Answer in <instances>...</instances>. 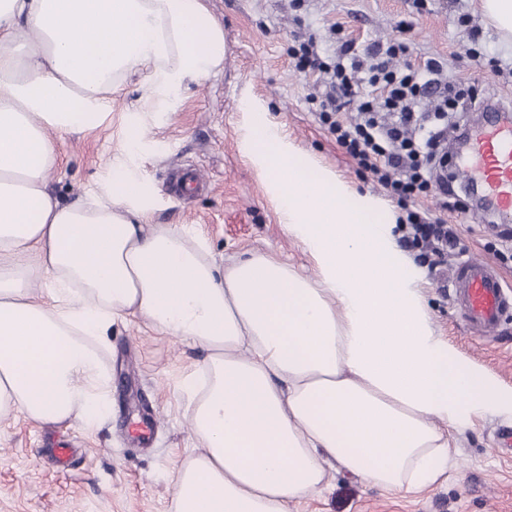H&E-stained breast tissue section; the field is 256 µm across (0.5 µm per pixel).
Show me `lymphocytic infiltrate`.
<instances>
[{"mask_svg": "<svg viewBox=\"0 0 512 512\" xmlns=\"http://www.w3.org/2000/svg\"><path fill=\"white\" fill-rule=\"evenodd\" d=\"M297 69L326 91L320 119L336 142L399 200L434 196L439 216L411 211L405 243L437 268L456 243L448 214L457 210L453 189L439 174L448 159V127L443 120L458 99L473 96L446 83V65L430 58L415 65L401 42L363 48L342 42L335 62L324 61L315 40L301 43Z\"/></svg>", "mask_w": 512, "mask_h": 512, "instance_id": "obj_1", "label": "lymphocytic infiltrate"}]
</instances>
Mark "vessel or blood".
Returning a JSON list of instances; mask_svg holds the SVG:
<instances>
[{
    "mask_svg": "<svg viewBox=\"0 0 512 512\" xmlns=\"http://www.w3.org/2000/svg\"><path fill=\"white\" fill-rule=\"evenodd\" d=\"M454 174L466 187L478 190L485 209L499 222H512V122L499 112L488 113L474 128L462 157L452 160ZM453 296L467 324L486 333L497 328L512 298L499 272L489 263L468 259L452 273Z\"/></svg>",
    "mask_w": 512,
    "mask_h": 512,
    "instance_id": "obj_1",
    "label": "vessel or blood"
}]
</instances>
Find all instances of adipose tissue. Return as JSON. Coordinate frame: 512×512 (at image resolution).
<instances>
[{
  "instance_id": "1",
  "label": "adipose tissue",
  "mask_w": 512,
  "mask_h": 512,
  "mask_svg": "<svg viewBox=\"0 0 512 512\" xmlns=\"http://www.w3.org/2000/svg\"><path fill=\"white\" fill-rule=\"evenodd\" d=\"M224 32L203 0H0V418L94 427L109 412L102 344L115 319L203 347L188 375L194 455L172 512H288L329 472L385 492L433 487L452 434L512 416V386L438 336L394 217L245 108L241 149L315 278L267 254L218 260L187 224L151 223L136 159L147 113L92 193L49 188L54 136L99 128L145 69L175 96L218 73Z\"/></svg>"
}]
</instances>
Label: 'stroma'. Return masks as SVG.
<instances>
[{
    "label": "stroma",
    "mask_w": 512,
    "mask_h": 512,
    "mask_svg": "<svg viewBox=\"0 0 512 512\" xmlns=\"http://www.w3.org/2000/svg\"><path fill=\"white\" fill-rule=\"evenodd\" d=\"M224 30L220 71L187 85L173 99L157 100L147 71L128 76L109 97V115L96 130L55 137L59 164L49 186L72 200L95 189L121 149L128 117L157 112L149 123L140 159L143 175L158 189L153 221L189 224L207 237L216 257L264 252L299 274H315L303 245L280 224L274 203L238 142L242 102L263 104L269 120L319 166L358 193H370L396 216L434 208L424 198L400 206L321 123L310 88L288 55L289 46L315 37L318 52L333 61L341 39L363 46L398 40L411 59L445 61L455 85L478 84L485 98L512 102V47L506 46L480 9V0H205ZM341 35H333V25ZM496 62L476 72L473 53ZM191 165L204 190L184 197L169 183ZM458 244L438 273L420 264V287L435 331L465 356L512 386V313L489 334L469 330L452 302L451 274L469 258L492 263L512 283V253L491 218L471 202L449 213ZM203 352L191 342L164 335L129 316L113 322L105 364L112 374V409L93 429L69 423L39 425L15 412L0 419V512H171L175 467L192 452L193 436L182 390L184 376L200 366ZM157 413L149 446H139L132 424L139 412ZM506 419L487 416L457 433L454 466L438 487L418 495L385 493L353 476L332 474L322 497L290 505L288 512H512V457H503L494 431ZM76 450L68 468L49 453L59 439Z\"/></svg>",
    "instance_id": "1"
}]
</instances>
